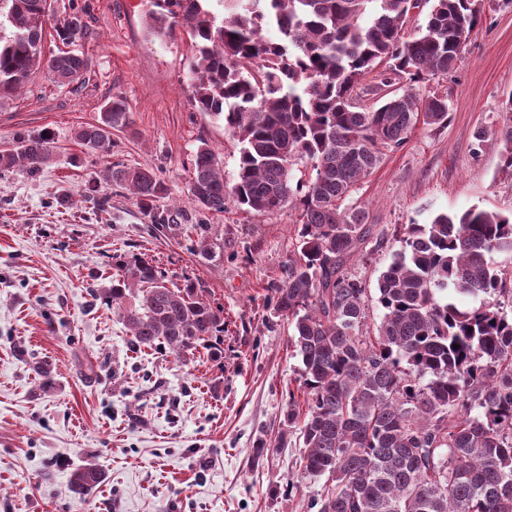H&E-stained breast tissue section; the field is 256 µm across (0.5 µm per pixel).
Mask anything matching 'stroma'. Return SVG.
Segmentation results:
<instances>
[{
    "label": "stroma",
    "instance_id": "obj_1",
    "mask_svg": "<svg viewBox=\"0 0 512 512\" xmlns=\"http://www.w3.org/2000/svg\"><path fill=\"white\" fill-rule=\"evenodd\" d=\"M72 5L90 13L89 79L58 86L38 72L0 104V150L20 135L54 141L40 172L0 170V512H306L324 480L301 474V441L275 444L300 361L287 320L266 307L298 211L199 210L189 190L198 146L218 155L229 183L240 145L191 105L186 31L153 37L150 0ZM426 87L447 97V123L416 124L353 195L367 223L385 231L349 265L372 292L408 225L473 206L512 212L498 145L475 147L477 131L502 123L512 95V0H485L456 69ZM115 94L132 125L113 132L111 154L85 150L73 129L95 121ZM116 162L159 172L169 195L154 213L119 187L104 211L85 196ZM64 191L72 205L58 204ZM158 215L169 229L156 230ZM197 224L210 254L190 249ZM129 251L158 260L174 283L199 282L223 305V364L135 347L112 307L93 298L109 285L113 254ZM262 442L269 450L257 462ZM89 460L104 479L79 495L71 474Z\"/></svg>",
    "mask_w": 512,
    "mask_h": 512
}]
</instances>
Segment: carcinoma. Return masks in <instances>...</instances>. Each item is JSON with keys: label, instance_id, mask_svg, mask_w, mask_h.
I'll return each instance as SVG.
<instances>
[{"label": "carcinoma", "instance_id": "cac0c4a2", "mask_svg": "<svg viewBox=\"0 0 512 512\" xmlns=\"http://www.w3.org/2000/svg\"><path fill=\"white\" fill-rule=\"evenodd\" d=\"M7 4L11 36L0 35V101L26 88L35 71L58 86L86 80L78 49L87 14L60 17L48 0ZM154 0L151 34L182 25L195 43L191 102L224 123L241 145L233 184L207 143L190 178L205 211L232 203L267 213L294 206L296 244L268 303L292 327L300 358L298 401L288 391L281 446L299 431L303 474L324 477L317 512H512V288L492 261L512 253V214L470 207L410 224L401 250L378 279L383 309L367 325L369 296L348 265L362 255L375 225L346 204L387 151L402 147L422 122L448 119L445 98L420 83L445 77L482 19L478 0H432L427 22L408 36L419 0ZM277 28L272 41L263 31ZM64 48L45 54L47 37ZM388 86L407 79L376 107L361 103L363 80L381 63ZM507 120L476 136L500 146V170L512 176V95ZM127 100L112 95L99 119L74 139L108 154L112 131L127 128ZM53 160L52 138L18 136L0 150V169L37 173ZM308 179L293 173L297 161ZM103 180L126 189L150 213L167 187L148 167L115 164ZM110 287L94 294L117 309L135 346L183 357L224 352V307L200 285L173 284L153 259L113 256ZM484 300L461 307L453 296ZM459 348L454 349L452 345ZM102 481L94 463L77 468L71 487L88 494Z\"/></svg>", "mask_w": 512, "mask_h": 512}]
</instances>
